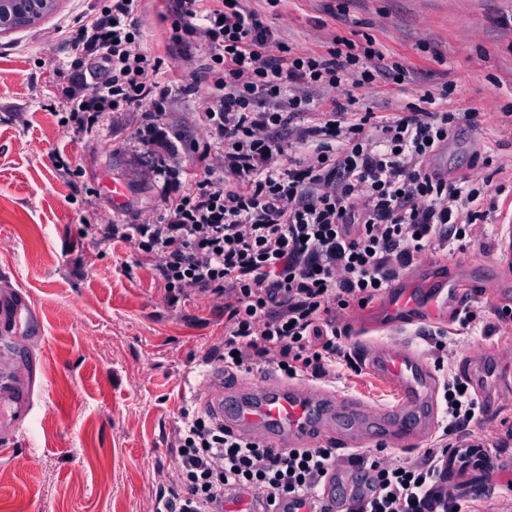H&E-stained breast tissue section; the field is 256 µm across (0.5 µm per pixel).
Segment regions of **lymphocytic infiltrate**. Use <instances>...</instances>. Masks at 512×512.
Segmentation results:
<instances>
[{"label":"lymphocytic infiltrate","mask_w":512,"mask_h":512,"mask_svg":"<svg viewBox=\"0 0 512 512\" xmlns=\"http://www.w3.org/2000/svg\"><path fill=\"white\" fill-rule=\"evenodd\" d=\"M140 0H107L70 32L75 47L101 60L106 77L88 81L80 61L66 104L78 131H99L104 115L144 102L165 110L161 82L169 59L207 47L211 104L203 114L208 145L192 180L175 161L186 134L147 122L143 144L157 148V169L174 191L160 220L95 224L103 242H128L158 261L171 300L186 291L224 300L225 371L258 361L281 376L327 381L346 351L341 315L386 293L428 253L472 237L487 221L490 160L480 176L451 177L429 162L458 118L480 123L479 110H448V85L425 91L407 110L381 115L345 92L402 83L414 71L389 60L374 38L339 35L321 52L302 51L267 26L248 0H165L167 57L145 53L133 14ZM305 146L286 159L289 143ZM448 423L433 448L414 460L366 459L376 496L359 512H462L435 487L446 460L472 443L479 408L458 375L444 383ZM175 444L179 488L162 492L164 512H224L228 492L274 507L280 497L311 496L339 456L332 446L284 452L225 431L209 415L181 411Z\"/></svg>","instance_id":"f902f5d3"}]
</instances>
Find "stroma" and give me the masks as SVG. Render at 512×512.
Segmentation results:
<instances>
[{
	"instance_id": "stroma-1",
	"label": "stroma",
	"mask_w": 512,
	"mask_h": 512,
	"mask_svg": "<svg viewBox=\"0 0 512 512\" xmlns=\"http://www.w3.org/2000/svg\"><path fill=\"white\" fill-rule=\"evenodd\" d=\"M263 21L299 49L324 50L335 35L372 36L386 53L416 67L413 81L355 89L385 114L446 82L450 108H475L480 129L458 121L432 167L474 175L475 155L503 169L490 193L494 224L512 221V0H250ZM89 0H60L39 24L0 36V295L23 294L38 314L32 333L0 318V351L35 356L34 408L0 451V512H153L177 481L172 446L182 408L192 405L205 366L224 342L223 299L188 293L171 301L154 258L131 243L106 244L85 223L155 220L161 181L139 131L145 112L114 114L103 130L79 133L65 120L64 91L77 76L76 50L59 26L85 16ZM205 49L176 59L166 82L172 104L163 124L191 135L176 161L194 178L208 140ZM120 196H113V186ZM495 233L429 255L414 267L426 281L437 263L478 289L475 323L446 325L452 370L472 355L512 366L496 341L512 337V275L493 261ZM333 388L370 403L394 400L369 370H336ZM486 409L471 424L479 449L454 463L448 494L469 512H512V384L490 379Z\"/></svg>"
}]
</instances>
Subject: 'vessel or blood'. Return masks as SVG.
Listing matches in <instances>:
<instances>
[{"label": "vessel or blood", "instance_id": "b4317fda", "mask_svg": "<svg viewBox=\"0 0 512 512\" xmlns=\"http://www.w3.org/2000/svg\"><path fill=\"white\" fill-rule=\"evenodd\" d=\"M467 295V289L451 283L444 273L421 288L407 279L388 291L383 320L390 327L438 325ZM359 353L366 368L393 385L394 403L378 406L293 379L264 375L247 381L241 374L220 370L206 374L200 395L226 428L286 452L328 445L358 448L368 437L414 450L435 427L438 379L417 348L394 337L362 338ZM18 371V366L0 365V405L26 418L31 414L30 387L18 382ZM372 496L364 471L339 466L326 473L316 495L303 506L284 496L273 512H353Z\"/></svg>", "mask_w": 512, "mask_h": 512}]
</instances>
